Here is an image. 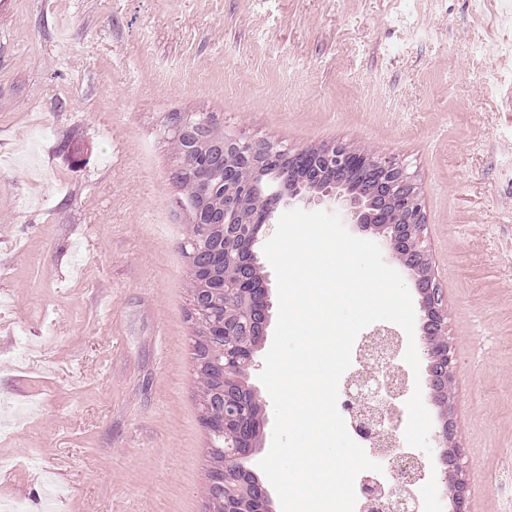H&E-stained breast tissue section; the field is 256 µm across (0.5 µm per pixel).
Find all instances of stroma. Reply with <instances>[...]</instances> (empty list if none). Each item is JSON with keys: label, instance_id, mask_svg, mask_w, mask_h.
Segmentation results:
<instances>
[{"label": "stroma", "instance_id": "stroma-1", "mask_svg": "<svg viewBox=\"0 0 512 512\" xmlns=\"http://www.w3.org/2000/svg\"><path fill=\"white\" fill-rule=\"evenodd\" d=\"M512 0H0V501L209 512L172 112L424 192L471 512H512Z\"/></svg>", "mask_w": 512, "mask_h": 512}]
</instances>
